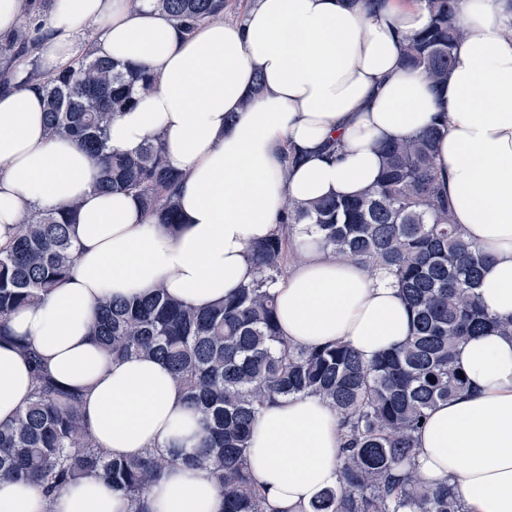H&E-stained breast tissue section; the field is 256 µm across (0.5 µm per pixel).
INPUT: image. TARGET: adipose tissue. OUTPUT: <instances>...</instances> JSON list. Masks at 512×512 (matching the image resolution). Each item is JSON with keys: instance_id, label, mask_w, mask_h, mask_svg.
Listing matches in <instances>:
<instances>
[{"instance_id": "adipose-tissue-1", "label": "adipose tissue", "mask_w": 512, "mask_h": 512, "mask_svg": "<svg viewBox=\"0 0 512 512\" xmlns=\"http://www.w3.org/2000/svg\"><path fill=\"white\" fill-rule=\"evenodd\" d=\"M467 34L453 50L448 85L434 92L405 66L401 47L427 11L402 0H252L243 20L205 22L183 34L154 0H53L38 54L46 70L80 51L77 34L100 31L94 56L142 67L159 84L119 113L109 149L129 153L152 134L183 172L181 225L146 214L128 193L93 187L95 161L50 137L43 94L0 91V246L35 209L80 207L71 227V278L15 313L0 338V424L29 400L30 343L53 379L80 391L87 430L116 457L151 448L187 450L202 436L168 368L154 359H107L88 329L100 296L169 294L207 307L251 281V247L272 235L285 199L353 197L378 179L381 143L445 113L439 183L465 237L491 257L478 296L512 318V0H460ZM341 138L342 154L325 142ZM302 159L289 165L288 151ZM295 257L276 294L279 325L295 345L341 341L363 360L403 342L411 319L399 288L360 264L328 258L298 226ZM456 362L467 392L438 403L417 436L415 468L456 485L469 512H512V336L470 337ZM339 417L317 397H282L256 420L247 464L268 512H306L340 479ZM150 512H220L205 472L177 465L151 486ZM120 493L92 479L52 496L0 481V512H125Z\"/></svg>"}]
</instances>
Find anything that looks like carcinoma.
Returning <instances> with one entry per match:
<instances>
[{
    "label": "carcinoma",
    "mask_w": 512,
    "mask_h": 512,
    "mask_svg": "<svg viewBox=\"0 0 512 512\" xmlns=\"http://www.w3.org/2000/svg\"><path fill=\"white\" fill-rule=\"evenodd\" d=\"M47 2L25 0L24 23L0 33V87L38 83L50 136L75 140L98 161L95 188L132 193L144 212L177 227L175 188L183 174L167 165L161 136L133 153L107 146L114 115L149 94L154 77L89 52L42 73L32 17ZM423 2L429 23L404 44L403 61L439 92L465 31L456 21L459 0ZM155 6L189 33L225 16L228 0H155ZM445 127L439 113L421 132L379 145L380 176L357 197L307 206L286 201L276 233L251 249L257 276L222 303L196 308L160 284L146 294L98 300L90 335L111 359L155 358L169 368L202 416L198 447L110 456L85 429L80 392L58 385L33 347L19 343L33 366V392L14 421L0 425V478L23 479L51 494L92 477L121 492L131 512H149L148 488L183 464L215 479L221 512H266L246 466L251 426L279 397L314 395L340 417L341 481L311 502L309 512H465L454 487L414 469L415 433L437 403L466 389L457 348L490 329L511 335L512 320L497 319L479 300L489 257L464 239L440 194L435 156ZM77 211L74 203L34 211L0 247V334L17 309L41 302L69 280L77 261L70 234ZM297 224L309 225L329 254L389 275L412 317L406 341L366 363L345 344L298 347L282 337L270 288L285 275Z\"/></svg>",
    "instance_id": "obj_1"
}]
</instances>
